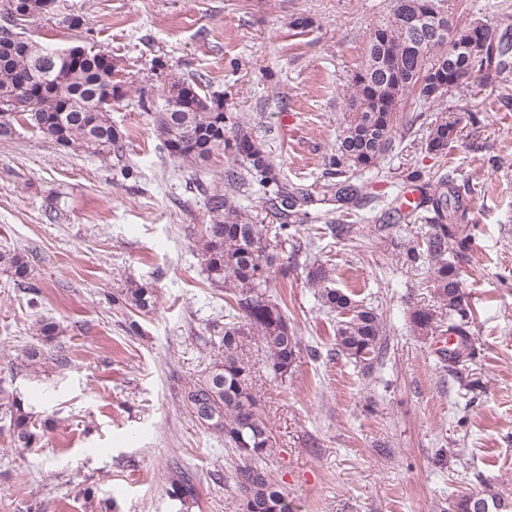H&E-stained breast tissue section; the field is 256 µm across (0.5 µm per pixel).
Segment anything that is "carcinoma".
Wrapping results in <instances>:
<instances>
[{
    "label": "carcinoma",
    "mask_w": 512,
    "mask_h": 512,
    "mask_svg": "<svg viewBox=\"0 0 512 512\" xmlns=\"http://www.w3.org/2000/svg\"><path fill=\"white\" fill-rule=\"evenodd\" d=\"M37 0H0V16L25 12L38 18ZM445 13L442 0H393L387 19L369 34L366 62L352 77V117L329 158L334 180L322 185L323 195L338 203L359 202V189L346 178L347 171L379 167L388 152L391 134L404 98L413 100L415 119L445 95L444 86L457 90L469 67L477 69L509 65L512 41L497 40L495 54L473 59L469 46L481 37L470 24L453 35L435 31L433 12ZM55 48L24 36L21 31L6 33L0 26V112L7 126L22 121L44 139L60 146H78L98 157L120 155L126 135L112 121L114 83L112 58L90 51L70 61L53 54ZM152 123L175 160L204 163L219 151L236 166L224 174V188H204L210 223L201 225L198 243L203 271L210 284L224 292V322L209 326L208 344L215 358L193 381L185 401L198 424L224 438L234 457L239 489L247 488L257 512H293L288 495L268 469L274 453V436L259 411L254 370L243 357V338L256 336L265 355V369L285 381L293 372L300 339L288 324L282 302L270 297L274 255L267 252L269 226L245 217L235 198L243 193L262 194L280 210L283 222L275 237L288 241L293 225L287 220L294 208L311 200L310 193L279 178L268 154L224 111L221 96L202 95L197 82L170 83L165 108L150 113ZM458 120L445 115L428 123L421 147L434 155H445L458 138ZM462 188L445 177L438 179L433 194L427 196L432 215L424 217L434 229L425 240V252L433 261L434 294L448 310V331L457 335V344H471L465 326L475 313L465 301L457 265L445 258L448 242L465 247L458 238L466 210L461 208ZM0 268L17 285L36 293L31 283L28 256L18 250H0ZM318 288L317 301L336 318L335 345L350 361L368 366L382 354L386 323L370 304L334 287L329 270L319 265L311 271ZM112 304L145 314L155 310L154 289L134 285L112 294ZM416 329L429 333L436 329L433 315L424 309L411 314ZM42 341L51 343L60 334V324L51 318L37 321ZM25 371L39 376L53 364L66 361L53 357L41 345L28 347L22 355ZM13 444L17 448L38 445L51 429L50 422H36L23 394L11 397L6 408ZM171 495L180 502L196 499V488L183 472L171 477ZM455 512H512V501L496 493L462 497Z\"/></svg>",
    "instance_id": "obj_1"
}]
</instances>
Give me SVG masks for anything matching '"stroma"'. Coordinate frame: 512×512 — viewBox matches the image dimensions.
I'll return each instance as SVG.
<instances>
[{
  "label": "stroma",
  "mask_w": 512,
  "mask_h": 512,
  "mask_svg": "<svg viewBox=\"0 0 512 512\" xmlns=\"http://www.w3.org/2000/svg\"><path fill=\"white\" fill-rule=\"evenodd\" d=\"M455 28L481 21L512 31V0H444ZM391 0H59L56 14L26 22L28 37L83 45L112 58V119L128 140L122 157L61 147L24 126L0 137V249L33 254L41 312L63 331L49 350L67 367L49 373L33 402L55 420L39 445L18 449L0 408V512H239L224 441L195 421L185 391L210 361L209 324L223 303L206 279L197 237L209 223L201 184L223 185L232 162L217 152L200 167L172 159L140 98L165 104L171 81L222 94L225 111L261 140L277 171L309 191L350 119V79ZM86 26L70 31L60 17ZM306 16L308 28L294 27ZM449 111L459 138L447 155L420 148L425 124L399 113L393 147L377 171L353 175L365 196L438 176L466 184L462 226L470 248L456 263L477 316L474 353L455 365L438 350L448 331L420 333L414 310L442 311L430 227L410 219L364 222L315 203L298 216L290 255L321 228L319 256L337 288L378 306L387 324L381 364L363 371L337 354L298 258L272 292L285 303L300 353L286 381L264 368L258 341L243 350L276 440L269 469L294 512H442L463 495L512 499V70L475 74L467 89L431 105ZM355 233L337 238V222ZM419 252L410 260L411 252ZM151 285L157 310L114 306L127 282ZM140 330L128 331L130 321ZM28 297L0 271V386L29 392L18 368L35 343ZM187 465L195 501L171 497L169 473Z\"/></svg>",
  "instance_id": "35a3bbf8"
}]
</instances>
